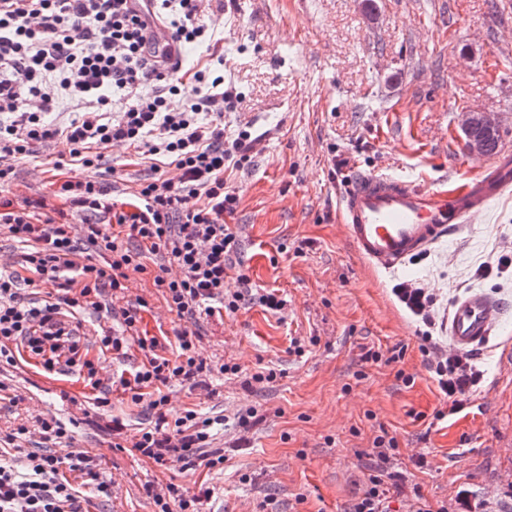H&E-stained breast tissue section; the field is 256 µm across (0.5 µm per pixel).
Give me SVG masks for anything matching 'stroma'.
Masks as SVG:
<instances>
[{"mask_svg":"<svg viewBox=\"0 0 512 512\" xmlns=\"http://www.w3.org/2000/svg\"><path fill=\"white\" fill-rule=\"evenodd\" d=\"M206 9L224 17L217 45L186 47L183 64L221 55L224 83L238 94L224 138L247 127L262 139L248 164L224 174L239 195L224 221L240 236V267L226 281L245 273L255 293L276 288L288 302L280 314L253 302L202 320V356L242 374L213 376L205 391L167 390L171 411L214 419L224 466L186 475L126 451L146 419L129 394L113 389L108 412L98 411L83 371L47 373L26 351L16 366L0 365V431L25 425L17 443L29 452L42 446L38 416L74 422L75 447L114 484L102 502L71 474L88 512H153L148 486L169 482L205 485L204 512H348L381 466L405 478L391 512H413L419 493L447 512H512V193L394 276L356 254L338 209L345 181L359 173L411 175L436 192L480 175L492 156L457 151L466 111L491 114L499 152L512 154V0H208ZM38 156L42 176L17 163L0 196L151 172L125 145L104 149L92 168L59 163L51 146ZM152 281L132 275L127 298L147 301L140 332L168 357L179 322ZM407 281L428 288L440 317L471 289L506 302L494 338L474 354L485 381L471 408L448 414L420 350L427 333L446 344L443 326L426 327L398 301L394 290ZM371 350L379 360L367 359ZM262 367L275 379L246 389L242 375ZM248 407L257 415L244 434L236 413ZM383 430L397 444L385 464L374 452ZM420 457L425 467H416Z\"/></svg>","mask_w":512,"mask_h":512,"instance_id":"stroma-1","label":"stroma"}]
</instances>
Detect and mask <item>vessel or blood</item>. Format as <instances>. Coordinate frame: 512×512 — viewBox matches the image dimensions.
<instances>
[{
  "label": "vessel or blood",
  "mask_w": 512,
  "mask_h": 512,
  "mask_svg": "<svg viewBox=\"0 0 512 512\" xmlns=\"http://www.w3.org/2000/svg\"><path fill=\"white\" fill-rule=\"evenodd\" d=\"M512 188V159L502 158L460 191L442 195L410 177L367 174L340 196L343 225L357 255L395 273L415 255L439 245ZM502 301L473 290L457 298L448 318L449 345L471 352L487 344L502 318Z\"/></svg>",
  "instance_id": "obj_1"
}]
</instances>
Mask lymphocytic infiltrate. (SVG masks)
<instances>
[{
    "mask_svg": "<svg viewBox=\"0 0 512 512\" xmlns=\"http://www.w3.org/2000/svg\"><path fill=\"white\" fill-rule=\"evenodd\" d=\"M204 0H0V186L10 184L19 161L33 157L37 143L67 150L72 164L94 166L100 150L124 142L159 157L151 177L120 206L117 187L95 180H68L57 194L21 203L0 199V226L27 246L24 268L31 290L19 279L0 276V362L14 364L13 348L26 345L41 355L45 368L73 366L82 359V341L67 320L78 309H100L104 292L125 296L131 274L156 266L153 285L170 312L184 321L176 331V355L157 352V340L141 337L144 299L120 311L119 328L103 332L101 349L126 357L131 347L144 354L130 376L111 384L88 370L98 390L97 407L109 406L111 386L129 390L134 404L153 419L132 439L130 448L161 468L179 463L181 471L198 463L224 462L212 448V419L195 410L169 417L165 386L178 382L202 388L213 373L237 374L234 365L207 363L197 351L200 319L236 312L256 300L272 312L286 301L270 291L253 295L250 279L238 274L236 287L225 277L232 269L238 238L225 214L233 213L236 193L224 183L227 168L243 167L258 144L250 131L224 141V114L236 94L208 65L184 68L186 45L212 40ZM152 84L150 95L139 89ZM192 94H183L185 84ZM124 93L117 116L105 114L109 92ZM179 107H172L173 98ZM71 115L64 124L46 120L58 101ZM209 114L201 122L200 114ZM93 261L76 263L78 251ZM45 295H37V288ZM421 351L450 412L463 410L484 373L472 355L445 352L432 336ZM41 451L22 460L0 448V512H81L77 488L68 478L80 472L97 496L111 499L112 485L101 480L95 459L74 449L72 431L57 418L42 419ZM157 512H200L203 488L167 483L147 489Z\"/></svg>",
    "mask_w": 512,
    "mask_h": 512,
    "instance_id": "lymphocytic-infiltrate-1",
    "label": "lymphocytic infiltrate"
}]
</instances>
